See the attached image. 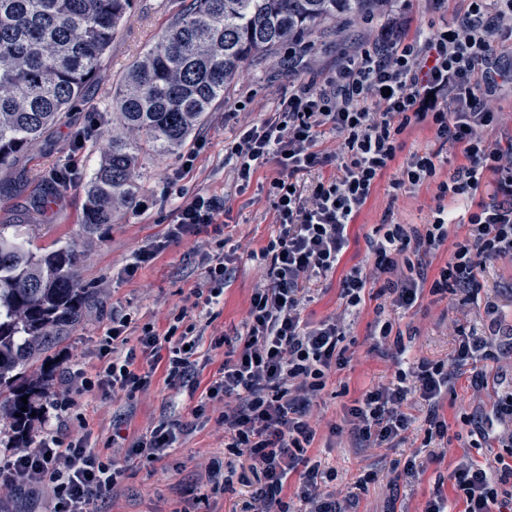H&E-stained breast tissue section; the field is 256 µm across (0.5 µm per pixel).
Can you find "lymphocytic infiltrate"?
Listing matches in <instances>:
<instances>
[{"label":"lymphocytic infiltrate","instance_id":"lymphocytic-infiltrate-1","mask_svg":"<svg viewBox=\"0 0 512 512\" xmlns=\"http://www.w3.org/2000/svg\"><path fill=\"white\" fill-rule=\"evenodd\" d=\"M466 2L453 22L415 35L403 12L387 8L372 40L323 83L296 81L266 118L241 123L225 144L237 188H248L264 166L276 170L268 193L277 230L254 254L264 279L250 297L242 332L228 337L209 330L236 273V251L220 240L202 252L204 275L165 329L151 322L135 325L128 313L113 317L99 341L93 373L70 372L71 393L49 400L61 421L75 407V395L96 390L131 402L159 372L168 387L194 399L190 420L162 417L129 444H114L107 455L91 448L87 434L65 438L60 430H45L35 447L0 460L1 488L31 499L47 496L48 512H90L120 484L117 455L164 459L197 428L207 408L219 403L224 446L256 481L240 512H291L289 493L302 512H349L351 499L327 488L334 471L309 456L317 437L311 406L331 375L348 366L345 336L370 300L380 316L375 328L381 339L391 340L397 370L389 382L354 400L343 425L330 430L348 431L359 448L394 447L415 422L406 411L413 402L427 409L426 440L435 446L430 461L444 458L443 398L466 365H512V323L496 298L486 297L482 332L457 326L453 355L431 363L408 356L402 336L394 335L383 314L415 309L429 292L473 300L488 265L512 262V141L498 138L502 118L492 106L512 86V55L498 49L512 42V0ZM421 123L432 130L436 147L410 154L392 187L410 192L436 182L432 222L402 224L385 217L383 235L367 241L371 268L342 275L336 314L306 321L302 313L314 299V284L336 272L354 217L402 150L403 133ZM328 133L336 137L332 151L321 146ZM447 147L460 149L463 161L443 178L438 159ZM309 173L313 181L302 184L301 175ZM489 175L497 201L468 216L458 214L456 203L472 200ZM223 212L216 195L192 194L177 206L162 236L138 249L124 275L134 277L169 245L200 235ZM460 223L467 226L465 236L449 242L451 225ZM444 248L446 262L432 268L431 257ZM219 352L224 358L218 363ZM465 421L480 440L512 448V390L492 404H478ZM451 478L463 512H512V461L505 457L493 467L464 458Z\"/></svg>","mask_w":512,"mask_h":512}]
</instances>
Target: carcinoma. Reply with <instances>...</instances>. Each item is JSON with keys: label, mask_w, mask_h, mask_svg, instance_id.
Segmentation results:
<instances>
[{"label": "carcinoma", "mask_w": 512, "mask_h": 512, "mask_svg": "<svg viewBox=\"0 0 512 512\" xmlns=\"http://www.w3.org/2000/svg\"><path fill=\"white\" fill-rule=\"evenodd\" d=\"M382 0H188L123 76L108 136L87 189L84 224L112 223L136 202L144 157L178 150L235 80L241 64ZM134 0H0V171L58 123L99 76ZM97 298L71 247L37 253L0 229V437L32 441L34 398L62 344ZM27 402H22V397ZM26 412H21V407Z\"/></svg>", "instance_id": "cac0c4a2"}]
</instances>
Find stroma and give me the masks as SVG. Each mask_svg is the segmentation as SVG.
Here are the masks:
<instances>
[{
	"label": "stroma",
	"mask_w": 512,
	"mask_h": 512,
	"mask_svg": "<svg viewBox=\"0 0 512 512\" xmlns=\"http://www.w3.org/2000/svg\"><path fill=\"white\" fill-rule=\"evenodd\" d=\"M184 6L185 0H135L133 11L116 33L100 76L10 171L0 173V224L15 225L22 239L42 252L76 245L81 279L98 291V301L87 317L52 353L56 376L53 392H63L69 371L93 369L98 341L113 315L129 313L139 323L165 327L167 316L184 305L190 289L203 275L198 250L209 240L205 234L169 246L134 279L121 273L137 249L147 240L161 236L171 221L179 199L170 191L169 178L181 164L182 151L145 159L139 208L124 212L114 223L100 225L91 234L82 225L88 184L99 167L105 136L112 131L116 84ZM383 21L379 12L366 13L357 21L339 19L333 31L298 48L299 66L294 73L282 69V55L278 52L244 62L223 101L206 113L199 130L192 134V141L201 142L202 148L185 182L186 188L191 193L211 192L225 197L228 214L224 218V234L242 245L236 258L237 274L224 291V309L215 328L230 333L240 327L251 294L264 278L263 267L251 260L249 253L265 246L275 231L273 212L261 191L274 175L272 167L260 168L251 186L240 192L233 181L232 165L224 158V144L234 138L240 123L233 115L236 105H243L245 117L250 120L265 118L296 78L328 75L345 56L356 51L361 40L376 33ZM92 117L101 125L100 135L85 140L83 145H74V132ZM70 163L78 166L77 178L64 189L52 188L51 172ZM397 174L394 168L387 172L354 218L351 243L341 261V270L365 265L366 241L375 235L386 211H394L399 222L405 224H423L430 218L437 205L435 185H424L410 193L397 191L391 186ZM373 309V304H366L356 318L347 338L351 361L330 378L314 403L312 414L319 418L320 427L313 453L335 470L337 490L355 494V512H383L392 496L397 499L398 512H422L435 489L452 494L449 476L463 457L491 464L497 451L472 447L469 428L460 420L462 414L472 412L477 402L470 384L472 369L468 366L454 380L443 403L449 430L446 455L440 462H429L423 446L424 429L418 423L409 431L407 442L398 448H358L348 435L330 433V424L340 420L346 405L372 385L388 382L394 373L383 350L373 347ZM394 319L402 332H413L414 354L432 362L452 356L455 324L468 329L481 325L477 306L462 303L456 296L427 297L418 310L397 313ZM191 407L187 396L168 388L157 375L131 404L94 392L79 396L75 416L68 419L66 427L72 432L85 430L92 448L101 451L112 438L113 421H122L123 434L133 438L163 416L176 414L190 419ZM220 413V407L211 408L210 421L186 436L180 447L162 461L122 462L121 490L109 501L96 502L97 512H237L249 499L251 485L237 482L218 493L205 485L210 460L228 455L223 430L216 422ZM412 455L422 463V473L411 483L392 488L394 472L402 470ZM368 472L374 473V481L367 488H359V480Z\"/></svg>",
	"instance_id": "35a3bbf8"
}]
</instances>
